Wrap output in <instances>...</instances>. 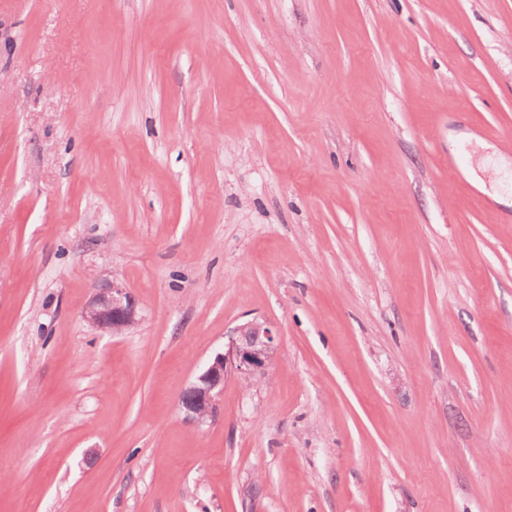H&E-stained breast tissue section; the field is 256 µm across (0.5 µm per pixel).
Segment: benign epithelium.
<instances>
[{"label": "benign epithelium", "instance_id": "7a95c632", "mask_svg": "<svg viewBox=\"0 0 512 512\" xmlns=\"http://www.w3.org/2000/svg\"><path fill=\"white\" fill-rule=\"evenodd\" d=\"M94 294L82 312L92 327L121 335L137 321V303L122 285L94 282ZM277 334L266 321L253 319L233 330L224 351L216 353L180 395L185 420L201 425L213 419L224 383L231 377L250 381L265 373L277 352Z\"/></svg>", "mask_w": 512, "mask_h": 512}]
</instances>
